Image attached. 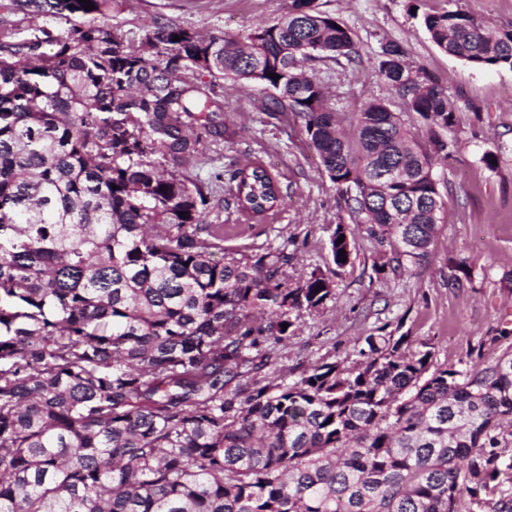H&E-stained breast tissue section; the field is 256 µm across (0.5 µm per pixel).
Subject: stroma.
<instances>
[{
    "label": "stroma",
    "mask_w": 512,
    "mask_h": 512,
    "mask_svg": "<svg viewBox=\"0 0 512 512\" xmlns=\"http://www.w3.org/2000/svg\"><path fill=\"white\" fill-rule=\"evenodd\" d=\"M318 2L351 30L362 54L358 63L315 65L338 111H354L365 99L381 100L418 138H425L427 121L406 111L376 73L375 55L388 42L402 44L407 62L446 87L458 110V124L448 134L456 148L434 167L443 207L429 259H406L397 271L375 272L378 245L363 226L351 223L295 121L264 114L266 93L259 87H221L223 119L234 135L217 150L206 151L187 174L211 185L206 220L223 225L225 251L280 250L291 257L285 269L289 286L314 271L333 284L331 299L302 312L294 335L277 346L276 366L282 372L298 375L335 360L352 363L355 343L382 330L430 343L435 362L458 363L497 329L512 328V70L476 68L444 53L431 41L423 17L459 8L510 29L512 0ZM287 3L119 0L112 25L124 40L135 42L151 31L157 17L202 35L243 36L256 23L280 18ZM488 153L495 165L484 163ZM256 157L279 180L283 203L263 219L248 220L226 205L224 185L214 175ZM340 223L347 227L352 249L343 267L334 264L329 249V236ZM460 265L468 279L463 287H449L448 276Z\"/></svg>",
    "instance_id": "obj_1"
}]
</instances>
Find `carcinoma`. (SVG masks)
Segmentation results:
<instances>
[{
  "mask_svg": "<svg viewBox=\"0 0 512 512\" xmlns=\"http://www.w3.org/2000/svg\"><path fill=\"white\" fill-rule=\"evenodd\" d=\"M90 2L0 5L65 25L0 19V512H512V329L490 361L368 336L356 366L289 381L275 346L332 283L290 288L288 254L224 251L211 190L179 172L202 135L233 136L217 82L257 85L270 116L301 120L354 223L398 245L375 270L419 262L442 207L439 131L458 121L446 89L381 45L378 76L430 121L423 142L381 100L336 111L314 63L361 55L317 0L244 37L157 21L137 43L108 24L116 0ZM424 23L443 52L512 69V29L461 9ZM389 168L401 178L379 180ZM224 175L242 216L277 207L260 159Z\"/></svg>",
  "mask_w": 512,
  "mask_h": 512,
  "instance_id": "obj_1",
  "label": "carcinoma"
}]
</instances>
